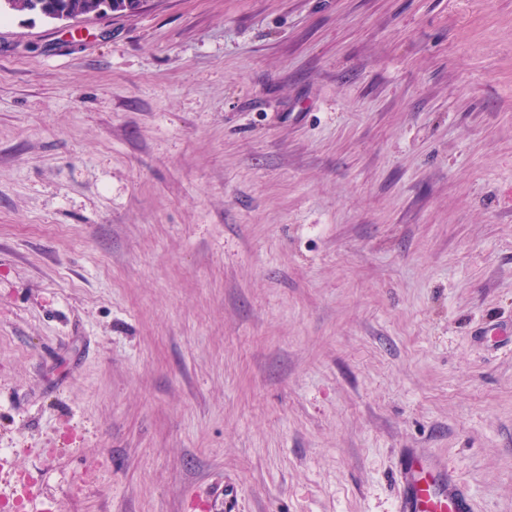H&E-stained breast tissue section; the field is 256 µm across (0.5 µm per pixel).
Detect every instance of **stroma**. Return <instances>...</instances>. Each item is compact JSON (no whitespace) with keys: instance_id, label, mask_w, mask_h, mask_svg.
<instances>
[{"instance_id":"35a3bbf8","label":"stroma","mask_w":512,"mask_h":512,"mask_svg":"<svg viewBox=\"0 0 512 512\" xmlns=\"http://www.w3.org/2000/svg\"><path fill=\"white\" fill-rule=\"evenodd\" d=\"M512 512V0L0 19V512ZM399 512H465L470 509L468 493L448 471L438 470L414 457L403 470Z\"/></svg>"}]
</instances>
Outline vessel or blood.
<instances>
[{
  "mask_svg": "<svg viewBox=\"0 0 512 512\" xmlns=\"http://www.w3.org/2000/svg\"><path fill=\"white\" fill-rule=\"evenodd\" d=\"M470 500L453 476L415 457L403 470L399 512H468Z\"/></svg>",
  "mask_w": 512,
  "mask_h": 512,
  "instance_id": "obj_1",
  "label": "vessel or blood"
}]
</instances>
